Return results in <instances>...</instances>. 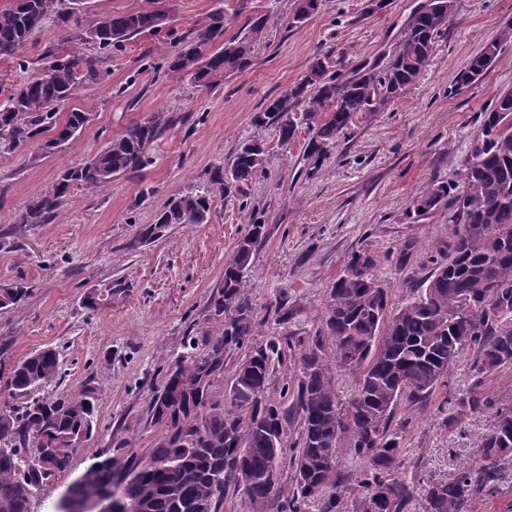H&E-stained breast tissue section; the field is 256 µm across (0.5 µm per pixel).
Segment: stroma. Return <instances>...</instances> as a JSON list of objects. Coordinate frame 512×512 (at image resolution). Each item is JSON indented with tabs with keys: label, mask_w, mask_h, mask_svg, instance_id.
Returning <instances> with one entry per match:
<instances>
[{
	"label": "stroma",
	"mask_w": 512,
	"mask_h": 512,
	"mask_svg": "<svg viewBox=\"0 0 512 512\" xmlns=\"http://www.w3.org/2000/svg\"><path fill=\"white\" fill-rule=\"evenodd\" d=\"M426 0H322L318 13L293 24L295 0H165L158 28L114 49L103 76L82 87L59 109L89 113L78 139L44 150L38 141L0 147V285L22 282L29 296L0 309V365L11 368L35 351H59L62 377L50 387L64 394L83 387L98 397L92 436L73 456L68 475L38 490L32 512H51L66 487L94 455L148 459L164 429L149 405L176 361L202 353L223 320L212 300L224 280V261L247 229L248 213L266 226L244 272V292L259 323L261 344L285 333L295 350L307 347L319 326L329 286L351 254L378 256L375 278L401 306L427 277L434 259L450 252L454 211L439 204L417 215L414 201L431 184H460L482 114L498 92L512 89V45L474 84L456 88L469 59L512 21V0H455L447 29L428 66L400 96L374 112H361L337 139L320 168L305 156L311 136L299 122L295 139L280 144L275 125L257 124L265 98L307 74L316 55L332 70L383 59L400 40L410 15ZM224 12V37L261 23L250 65L215 87L196 86L166 70V60L188 33ZM67 26L50 17L20 57L0 56V106L52 57L71 50L93 55L91 44L72 47ZM164 113L170 126L144 171L122 174L102 187H72L48 224H18L19 210L52 191L66 169L82 165L131 122ZM267 144L262 172L217 199L207 223L172 224L145 239L167 199L204 184L212 170L230 166L241 142ZM118 285L111 306L90 311L86 293ZM286 299L293 315L274 314ZM471 350H463L425 408L400 407L401 444L408 477L445 481L478 458L491 426L487 414L449 419L448 400L475 383Z\"/></svg>",
	"instance_id": "obj_1"
}]
</instances>
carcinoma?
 Wrapping results in <instances>:
<instances>
[{"instance_id": "1", "label": "carcinoma", "mask_w": 512, "mask_h": 512, "mask_svg": "<svg viewBox=\"0 0 512 512\" xmlns=\"http://www.w3.org/2000/svg\"><path fill=\"white\" fill-rule=\"evenodd\" d=\"M78 4L86 0H14L0 10V56L22 50L48 15L69 20ZM446 5V0H427L415 11L382 65L365 61L335 74L328 70V57L315 58L299 82L265 100L261 121L276 125L280 144H288L297 133L295 111L307 103L304 116L312 136L305 152L319 165L358 113L376 111L416 82L450 21ZM318 8L319 0H297L293 23H304ZM162 18L140 9L69 31L67 41L93 43L100 54L73 51L56 57L43 74L19 86L0 110V143L18 147L51 129L57 146L76 141L72 129L83 125L84 112L69 113L61 124L57 108L79 85L101 79L100 56L154 30ZM259 32L255 25L222 43L224 14L215 13L207 26L183 40L168 60V71L211 88L249 65ZM511 43L512 22H507L457 74L456 87L483 77ZM167 128L160 113L129 124L91 162L64 171L52 192L30 200L17 223H49L75 184L97 188L116 175L143 171ZM267 152L260 140L243 142L227 170L214 171L192 192L173 195L147 238L169 224L206 223L211 203L261 171ZM462 181L456 194L448 183L433 184L416 200L419 215L448 201L457 224L452 251L434 262L407 302L389 308L387 289L371 273L374 255L353 253L328 289L315 338L300 354L296 384L283 383L277 399L269 395L286 351L293 350V337L283 336L236 361L228 397L220 402L211 397L214 381L224 375L227 355L256 330L244 296V271L266 230L261 220L249 218L247 233L224 263L223 289L212 302L215 316H227L223 334L203 354L180 361L152 399V420L164 427L152 455L123 464L93 457L73 481L80 495L92 499L120 484L119 497L141 512H221L228 495L240 497L246 512H267L272 500L278 512H409L419 495L424 512H470L475 500L497 492L504 472L512 469V406L496 409L492 399L477 392L454 405L459 414L491 409L494 414L479 458L447 481L425 484L400 475L405 449L392 425L401 403H423L445 383L464 349L473 351L478 379L512 367V96L498 93L483 113ZM28 295L21 283L0 285V308ZM111 303L110 288L91 291L83 301L92 311ZM59 371V352L53 348L31 354L6 375L0 371V391L9 395L0 403V512H31L34 493L69 471L75 442H86L92 433L94 390L36 396ZM341 372L355 379L346 405L336 390ZM169 392L181 400L173 412L166 403ZM340 448L349 449L362 467L340 470ZM285 469L292 474L287 491L281 484Z\"/></svg>"}]
</instances>
